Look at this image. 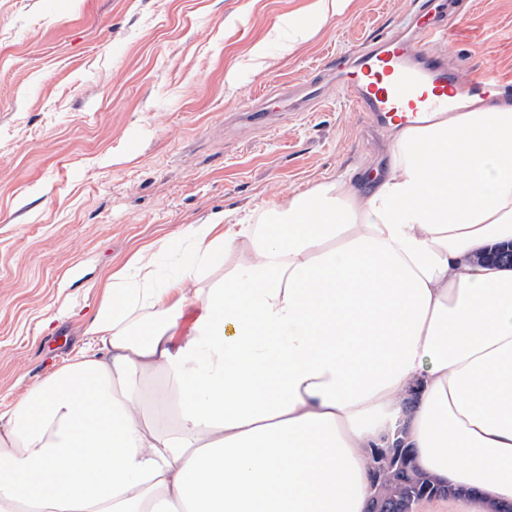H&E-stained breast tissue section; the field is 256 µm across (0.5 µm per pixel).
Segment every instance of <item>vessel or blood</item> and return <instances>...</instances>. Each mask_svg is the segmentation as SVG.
<instances>
[{"label":"vessel or blood","instance_id":"vessel-or-blood-1","mask_svg":"<svg viewBox=\"0 0 512 512\" xmlns=\"http://www.w3.org/2000/svg\"><path fill=\"white\" fill-rule=\"evenodd\" d=\"M403 34H382L348 60L326 64L303 88L286 90L290 106L317 100L336 84L348 107L379 124L388 120L412 125L437 112L474 107L507 85L494 72L463 79L431 44L448 32L447 0H414Z\"/></svg>","mask_w":512,"mask_h":512}]
</instances>
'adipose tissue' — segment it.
Returning <instances> with one entry per match:
<instances>
[{"mask_svg":"<svg viewBox=\"0 0 512 512\" xmlns=\"http://www.w3.org/2000/svg\"><path fill=\"white\" fill-rule=\"evenodd\" d=\"M392 141L370 186L184 225L171 277L155 242L102 281L89 349L0 413V512H365L397 441L466 512L512 501V269L479 259L512 241V101ZM157 374L170 428L138 411Z\"/></svg>","mask_w":512,"mask_h":512,"instance_id":"adipose-tissue-1","label":"adipose tissue"}]
</instances>
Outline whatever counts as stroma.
<instances>
[{"instance_id":"1","label":"stroma","mask_w":512,"mask_h":512,"mask_svg":"<svg viewBox=\"0 0 512 512\" xmlns=\"http://www.w3.org/2000/svg\"><path fill=\"white\" fill-rule=\"evenodd\" d=\"M308 2L0 0V413L84 350L100 281L141 245L386 169L389 131L341 96L276 97L412 0H353L289 49ZM432 50L512 83V0H466Z\"/></svg>"}]
</instances>
